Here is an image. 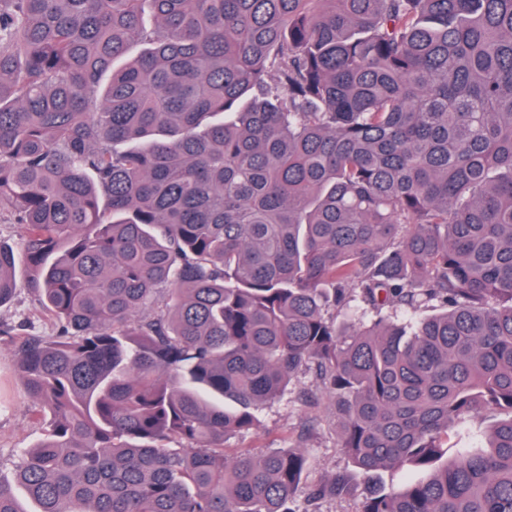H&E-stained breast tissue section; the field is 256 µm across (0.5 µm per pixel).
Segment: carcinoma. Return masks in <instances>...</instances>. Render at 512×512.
Wrapping results in <instances>:
<instances>
[{"mask_svg":"<svg viewBox=\"0 0 512 512\" xmlns=\"http://www.w3.org/2000/svg\"><path fill=\"white\" fill-rule=\"evenodd\" d=\"M2 213L36 512H317L225 448L303 372L359 512H512V0H0ZM0 323L23 324L28 333L39 336H51L56 329L54 322L38 311L36 300L25 289L18 291L10 305L0 308Z\"/></svg>","mask_w":512,"mask_h":512,"instance_id":"cac0c4a2","label":"carcinoma"}]
</instances>
